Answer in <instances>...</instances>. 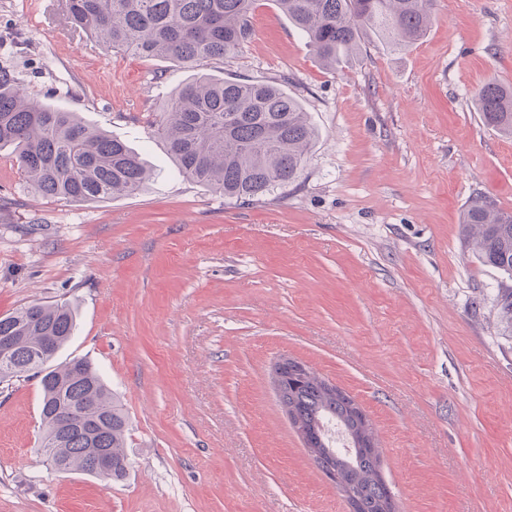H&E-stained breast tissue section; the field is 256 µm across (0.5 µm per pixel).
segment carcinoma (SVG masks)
<instances>
[{"label": "carcinoma", "mask_w": 512, "mask_h": 512, "mask_svg": "<svg viewBox=\"0 0 512 512\" xmlns=\"http://www.w3.org/2000/svg\"><path fill=\"white\" fill-rule=\"evenodd\" d=\"M257 0H65L68 19L108 46L142 57L168 59L197 69L232 57L253 36ZM306 35L321 64L334 70L357 52L365 35L392 50L408 49L429 32L434 0H273ZM484 123L512 137V86L496 80L475 96ZM179 171L240 205H253L294 183L317 138L302 103L274 82L236 81L198 73L179 85L149 122ZM9 146L34 191L46 198L91 201L142 191L150 173L124 141L82 124L73 112L33 101L19 78L0 69V148ZM463 233L486 264L512 278V212L488 196L475 197L462 215ZM499 323L512 336V288L499 293ZM77 313L68 302H30L0 316V337L12 348L0 365V383L40 377L41 448L59 473H85L108 483L124 481L129 418L97 369L84 358L53 364L71 342ZM282 408L316 436L341 483L354 484L360 512H380L372 475L377 448L340 451L324 424L372 443L371 426L355 419L350 403L328 391L306 367L301 383L284 387ZM112 455V474L92 464L91 449Z\"/></svg>", "instance_id": "carcinoma-1"}]
</instances>
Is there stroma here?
<instances>
[{
  "label": "stroma",
  "instance_id": "obj_1",
  "mask_svg": "<svg viewBox=\"0 0 512 512\" xmlns=\"http://www.w3.org/2000/svg\"><path fill=\"white\" fill-rule=\"evenodd\" d=\"M65 0H0V67L153 170L136 195L45 198L0 149V316L69 301L58 361L90 360L130 418L126 480L39 450L38 379L0 384V512H349L282 412L297 358L364 408L397 512H512V279L460 218L512 211V138L474 96L512 86V0H436L423 42L364 39L333 70L272 3L203 68L282 84L319 139L300 178L239 206L179 175L148 122L189 71L73 30Z\"/></svg>",
  "mask_w": 512,
  "mask_h": 512
}]
</instances>
